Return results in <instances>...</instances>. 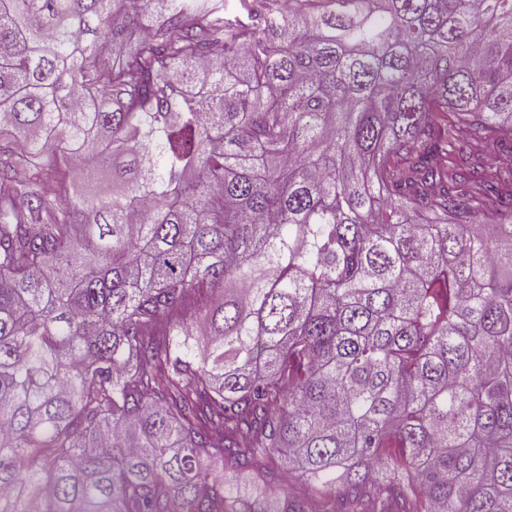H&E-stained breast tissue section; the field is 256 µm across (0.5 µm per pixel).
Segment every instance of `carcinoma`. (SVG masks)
<instances>
[{
	"label": "carcinoma",
	"instance_id": "carcinoma-1",
	"mask_svg": "<svg viewBox=\"0 0 512 512\" xmlns=\"http://www.w3.org/2000/svg\"><path fill=\"white\" fill-rule=\"evenodd\" d=\"M278 2L0 0V512H512V0Z\"/></svg>",
	"mask_w": 512,
	"mask_h": 512
}]
</instances>
